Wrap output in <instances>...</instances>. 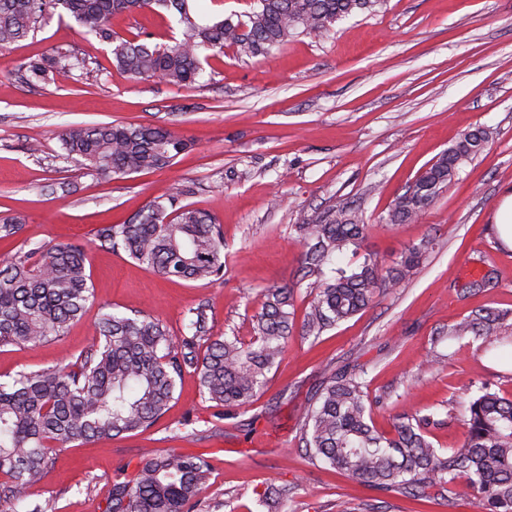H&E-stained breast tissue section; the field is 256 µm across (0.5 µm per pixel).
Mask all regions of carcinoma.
I'll return each instance as SVG.
<instances>
[{
	"label": "carcinoma",
	"instance_id": "obj_1",
	"mask_svg": "<svg viewBox=\"0 0 512 512\" xmlns=\"http://www.w3.org/2000/svg\"><path fill=\"white\" fill-rule=\"evenodd\" d=\"M197 0H0V50L37 31L47 20L72 19L86 35L109 46L112 64L143 79L192 86L204 72L207 52L232 47L240 55L267 57L301 34L325 35L334 23L373 9L380 0H257L246 18L201 13ZM138 11L173 15L180 38L171 46L128 40L112 30V17ZM32 86L84 68L69 51L55 50L22 65ZM492 131L477 127L418 174L390 204L386 222L407 224L430 208L477 156ZM63 158L89 164L104 178L172 165L189 143L153 126L70 125L60 135ZM21 219H0V240L19 234ZM362 210L339 201L318 224H290L302 242V278L314 296L299 333L318 338L365 310L374 298L400 287L427 257L429 243L413 245L388 268L372 255L353 268L336 256L360 247L367 234ZM100 247L125 254L163 278L209 283L224 277L223 225L211 214L182 205L179 193L152 201L123 224L96 231ZM252 336L208 335L203 308L173 336L158 318L100 308L92 344L68 363L19 371L0 381V501L16 508L42 481L53 453L76 441L111 438L151 428L169 409L184 372H198L208 399L227 411L250 406L269 382L295 328L294 288L262 292ZM93 302L86 250L71 243H43L0 258V348L37 345L64 336ZM506 315L481 309L448 329L453 338L489 344ZM364 371L325 373L304 413L299 441L305 454L377 491L429 497L439 488L455 494L466 479L483 512H512V398L488 386L469 404L460 448L442 453L427 438L430 417L407 414L394 433L371 421ZM212 468L201 455L148 453L134 473L112 484L108 512H195ZM284 487L266 488L260 505L278 512Z\"/></svg>",
	"mask_w": 512,
	"mask_h": 512
}]
</instances>
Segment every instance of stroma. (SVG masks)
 <instances>
[{"label":"stroma","mask_w":512,"mask_h":512,"mask_svg":"<svg viewBox=\"0 0 512 512\" xmlns=\"http://www.w3.org/2000/svg\"><path fill=\"white\" fill-rule=\"evenodd\" d=\"M171 17H117L114 31L171 41ZM56 49L84 58L85 74L26 84L28 59ZM159 125L190 139L161 171L103 178L62 159L58 133L71 124ZM476 126L492 129L482 153L413 224H388L393 199L417 173ZM512 188V0H381L375 12L336 22L327 37L301 35L268 58L232 49L211 56L190 87L136 80L116 69L108 48L72 20L51 19L0 51V216L22 231L0 255L29 242L83 246L94 301L67 334L35 347L0 350V380L68 362L95 334L98 308L157 316L181 335L198 305L210 335L249 338L259 291L295 287L294 309L311 300L300 279L302 245L292 224H315L337 201L363 212L360 253L391 265L410 246L429 253L402 288L317 340L293 336L256 401L221 417L197 372L186 371L163 418L143 433L75 442L57 451L22 512H107L115 479L148 451L198 454L214 477L202 512H262L267 486H285L281 512H477L463 499L445 506L382 493L311 461L300 420L324 369L365 372L375 428L389 434L406 413L434 419L429 436L449 453L464 441L463 416L482 384L512 394V247L494 224ZM180 190L181 204L216 217L227 245L224 277L193 283L159 277L98 247L95 231L124 222ZM280 195L279 207L269 204ZM489 277L487 287L476 280ZM483 309L504 314L500 340L449 339L450 326Z\"/></svg>","instance_id":"35a3bbf8"}]
</instances>
